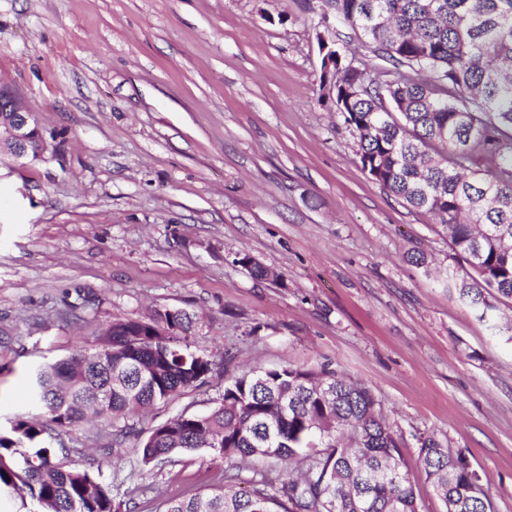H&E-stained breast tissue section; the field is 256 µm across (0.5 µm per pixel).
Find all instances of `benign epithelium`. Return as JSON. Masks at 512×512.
<instances>
[{
	"mask_svg": "<svg viewBox=\"0 0 512 512\" xmlns=\"http://www.w3.org/2000/svg\"><path fill=\"white\" fill-rule=\"evenodd\" d=\"M321 64L328 69L336 63V57L340 53L329 45L322 34H317ZM5 104L3 111L8 113V118L0 120V130L7 134L6 139H0V145H5L8 152L15 158H31L39 161L44 158L43 152H30L31 144L38 140H45L42 127L35 118L33 110L17 93L8 87L0 85V104Z\"/></svg>",
	"mask_w": 512,
	"mask_h": 512,
	"instance_id": "benign-epithelium-1",
	"label": "benign epithelium"
}]
</instances>
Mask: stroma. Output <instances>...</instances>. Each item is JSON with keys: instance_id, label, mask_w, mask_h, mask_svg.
<instances>
[{"instance_id": "35a3bbf8", "label": "stroma", "mask_w": 512, "mask_h": 512, "mask_svg": "<svg viewBox=\"0 0 512 512\" xmlns=\"http://www.w3.org/2000/svg\"><path fill=\"white\" fill-rule=\"evenodd\" d=\"M321 0H0V83L46 132L44 160L0 157V430L41 414V364L115 320L184 310L214 367L142 418L220 401L245 368L291 363L369 387L419 512L431 436L512 512V303L490 329L446 285L443 224L362 171L323 89ZM427 254L428 267L406 259ZM275 270L253 277L240 259ZM111 420L61 430L64 462L132 512L215 486L206 452L163 468L113 448Z\"/></svg>"}]
</instances>
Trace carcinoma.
Here are the masks:
<instances>
[{
  "label": "carcinoma",
  "instance_id": "1",
  "mask_svg": "<svg viewBox=\"0 0 512 512\" xmlns=\"http://www.w3.org/2000/svg\"><path fill=\"white\" fill-rule=\"evenodd\" d=\"M372 59L336 64V113L356 139L361 169L404 205L448 227L465 265L446 284L496 328V303L512 301V0H324ZM484 154L494 169L473 168ZM174 320L177 336L155 326ZM189 313L158 310L151 322L108 324L89 349L42 366L38 421L0 434V499L24 491L33 512H121L112 486L58 461L59 430L105 415L116 420L201 385L213 360L192 346ZM143 465L206 450L224 460L217 493L165 499L162 512H417L404 442L366 386L292 364L231 378L203 414L148 429L124 422ZM244 459L288 467L277 486ZM419 460L445 512H491L478 472L432 437ZM301 466L297 476L291 473ZM246 488H239L240 484Z\"/></svg>",
  "mask_w": 512,
  "mask_h": 512
}]
</instances>
